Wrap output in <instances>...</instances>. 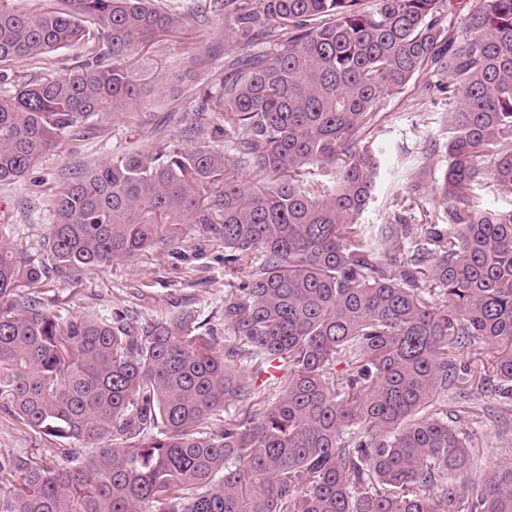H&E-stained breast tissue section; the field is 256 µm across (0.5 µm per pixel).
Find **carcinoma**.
Returning a JSON list of instances; mask_svg holds the SVG:
<instances>
[{
  "label": "carcinoma",
  "instance_id": "carcinoma-1",
  "mask_svg": "<svg viewBox=\"0 0 512 512\" xmlns=\"http://www.w3.org/2000/svg\"><path fill=\"white\" fill-rule=\"evenodd\" d=\"M214 16L224 76L192 126L218 117L224 147L161 138L80 170L50 199L49 266L0 245V408L59 441L52 466L0 449V512H512V461L472 490L474 439L437 408L465 375L512 395V207L473 200L512 198V0H204ZM178 27L153 0H0V68L92 45L0 95V182L89 117L137 111L130 52ZM428 74L459 100L442 219L410 223L417 175L374 232L360 134ZM199 239L236 274L222 345L189 311L135 327L44 300L52 275ZM477 345L498 352L491 377L460 362ZM281 359L271 402L257 379ZM90 45L75 44L59 49L46 57L23 58L15 61L9 68L13 72L26 74L30 80H39L47 73L61 71L85 58Z\"/></svg>",
  "mask_w": 512,
  "mask_h": 512
}]
</instances>
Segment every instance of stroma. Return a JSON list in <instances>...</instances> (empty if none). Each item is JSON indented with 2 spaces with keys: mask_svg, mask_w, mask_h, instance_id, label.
<instances>
[{
  "mask_svg": "<svg viewBox=\"0 0 512 512\" xmlns=\"http://www.w3.org/2000/svg\"><path fill=\"white\" fill-rule=\"evenodd\" d=\"M154 2L179 17L182 27L171 41L147 44L134 54L133 74L144 87L139 110L104 112L84 121L23 178L0 184V237L15 244L22 261H46L44 239L54 220L49 194L64 174L145 149L161 136L174 137L188 148L197 142L189 130L190 108L224 73V20L215 17L199 25L195 0ZM88 51V45L75 44L44 57L17 60L11 69L36 81L74 65ZM202 54L210 58L204 68L193 63ZM445 84L443 77L425 75L412 80L401 95L381 100L378 123L361 144L383 153L384 177L361 223H390L389 200L403 191L409 173L435 183L444 164L440 117L454 104ZM234 280L224 266L223 246L200 239L85 274L78 284L51 280L47 295L75 312L129 322L189 311L220 338L224 300ZM440 409L449 417H463V429L475 438L480 471L512 460V399L462 389L442 397ZM1 448L35 452L49 463L56 459L51 442L0 410Z\"/></svg>",
  "mask_w": 512,
  "mask_h": 512,
  "instance_id": "35a3bbf8",
  "label": "stroma"
}]
</instances>
